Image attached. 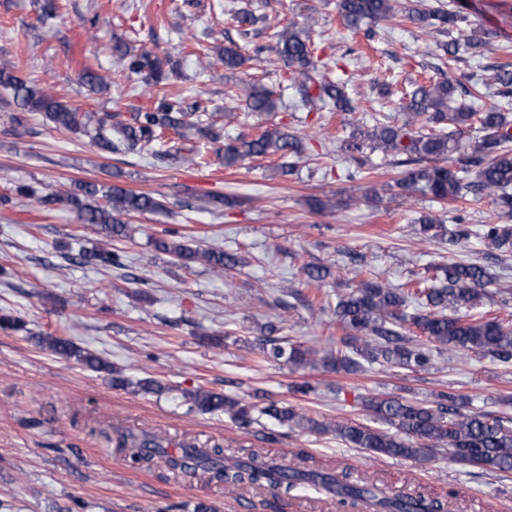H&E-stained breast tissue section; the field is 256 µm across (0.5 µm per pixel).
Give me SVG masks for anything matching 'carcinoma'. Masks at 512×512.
Wrapping results in <instances>:
<instances>
[{
    "mask_svg": "<svg viewBox=\"0 0 512 512\" xmlns=\"http://www.w3.org/2000/svg\"><path fill=\"white\" fill-rule=\"evenodd\" d=\"M337 9L344 27L356 32L373 22L397 16L419 26L437 27L444 34L459 22L457 15L444 10H407L400 0H337ZM312 25L310 16L301 24L288 23L276 34L280 60L289 71L292 88L300 94L299 105L308 108L328 101L338 112H354L356 107L347 94V84L318 73L315 48L311 43ZM483 46L484 41L479 36L459 29L455 37L442 44V49L450 59L457 60L460 51L477 54ZM112 50L123 70L161 84L165 66L170 63L169 55L144 47L133 49L121 42L115 43ZM214 63L235 71L245 63V57L238 47L227 46L218 52ZM0 86L13 91L19 109L41 113L58 130L84 131L89 126V113L28 84L6 61L0 62ZM483 86H496L499 93L512 94V64L496 65L489 76L469 85L451 78L419 84L402 104L401 120L376 117L372 127L355 128L343 147L350 153L367 149L372 153L404 156L406 161L415 163L416 167L405 171L396 181L407 198L430 195L442 202L467 197L489 198L501 214L511 218L512 148L509 143L512 142V119L496 107L471 112L463 104L466 98L475 97ZM245 103L248 110L262 114L277 111L283 99L273 90L253 84ZM475 122L478 135L467 141L456 136V129ZM188 127L195 128L202 136L218 139L199 102L191 103L183 96L157 91L147 107L134 113L132 123L119 128L117 140L99 132L93 141L105 152L141 153L168 133L185 139L184 130ZM305 151L302 137L280 127L267 128L256 136L224 144V167H234L250 158L277 155L285 159L282 171L289 173L305 158ZM160 159L199 167L207 164L195 147L182 143L173 144ZM17 193L31 205L43 209L65 203L75 210L83 223L100 225L108 237L128 233L124 217L163 209V204L152 195L115 185L104 192L103 204L91 202L99 193V188L93 184L80 185L78 194L62 185H47L39 191L20 186ZM416 223L421 234L446 241L450 246L468 236V230L462 225L449 227L431 215L418 218ZM481 238L488 249L512 247V225L484 224ZM155 247L175 257L186 268L198 263L217 274L244 264L239 256L201 248L172 232L157 239ZM66 260L71 265L124 267L121 255L107 246L83 250ZM440 272L442 284L439 286L430 284L427 279L412 280L398 287L362 280L349 293L338 296L332 314L345 335L336 342V349L319 358L294 346L287 348L271 335L257 338L260 351L268 359L320 365L336 372L359 370L362 358L371 363L381 360L390 365L424 368L430 363V353L421 343V338L425 337L459 355L479 351L511 360L512 322L471 313L483 302L492 300L487 287L494 276L476 263L450 262L441 267ZM412 303L419 308V313L411 317L418 332L416 336L403 333L405 309ZM38 344L91 369L108 372L115 387L131 384L121 370L69 339L40 336ZM184 399L192 409L203 413L222 412L242 425H249L261 416L281 426L333 432L350 447L373 455L416 459L426 452L446 453L453 459L463 458L495 472L512 473V426L482 411L466 409L464 402L453 395H440V401L434 405L398 397L368 400V409L395 429L393 433L362 423L318 421L275 401L259 408L205 389L188 391ZM118 446L128 451L137 463L159 457L173 469L202 470L224 483V489L231 494L266 488L289 495L312 488L329 491L345 507L369 503L374 512H449L451 507L449 501L422 493L391 496L366 481H350L345 476L306 466L278 464L257 451L251 452L245 460L226 464L224 449L219 446L196 448L183 443L171 452L166 441L154 435L122 434Z\"/></svg>",
    "mask_w": 512,
    "mask_h": 512,
    "instance_id": "obj_1",
    "label": "carcinoma"
}]
</instances>
